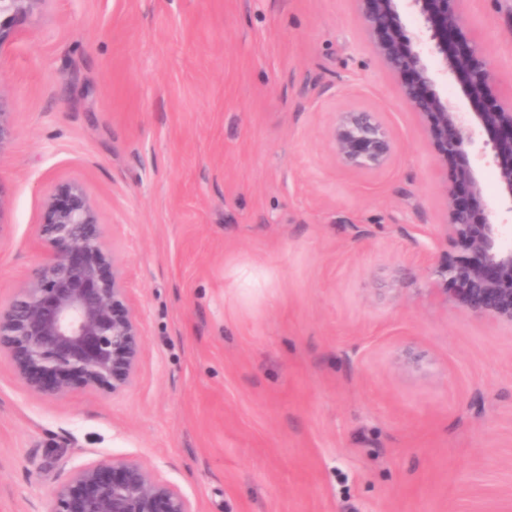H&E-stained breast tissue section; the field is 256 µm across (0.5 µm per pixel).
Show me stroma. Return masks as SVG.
Wrapping results in <instances>:
<instances>
[{"instance_id": "1", "label": "stroma", "mask_w": 512, "mask_h": 512, "mask_svg": "<svg viewBox=\"0 0 512 512\" xmlns=\"http://www.w3.org/2000/svg\"><path fill=\"white\" fill-rule=\"evenodd\" d=\"M512 93V0H465ZM355 0H38L0 46V302L80 184L144 353L122 394L28 390L0 359V512H47L102 458L197 512H512V326L446 301L454 246L424 121ZM378 112L347 171L328 130ZM330 139L336 161L358 173H374L389 163L395 141L377 112L351 107L339 112Z\"/></svg>"}]
</instances>
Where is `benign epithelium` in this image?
<instances>
[{
    "label": "benign epithelium",
    "mask_w": 512,
    "mask_h": 512,
    "mask_svg": "<svg viewBox=\"0 0 512 512\" xmlns=\"http://www.w3.org/2000/svg\"><path fill=\"white\" fill-rule=\"evenodd\" d=\"M37 0H0V45ZM360 21L374 51L398 81L402 99L424 120L440 167H452L445 232L457 247L434 269L450 299L478 317L512 326V246L502 244L504 225L489 209L479 218L472 205L483 187L477 175L487 159L512 203V95L497 94L494 63L464 35L463 0H406L422 18L417 42L393 30L399 0H358ZM441 70L465 77V92L484 101L473 114L455 112L431 89ZM490 135L487 152L474 155L477 132ZM330 139L336 161L358 173L389 163L395 141L380 115L351 107L338 114ZM37 236L45 255L15 298L0 304V355L27 388L51 397L77 390L123 393L144 352L140 325L129 305L115 254L100 239L97 217L83 188L57 185L46 201ZM48 512H197L156 468L134 459L103 458L76 468L53 491Z\"/></svg>",
    "instance_id": "obj_1"
}]
</instances>
